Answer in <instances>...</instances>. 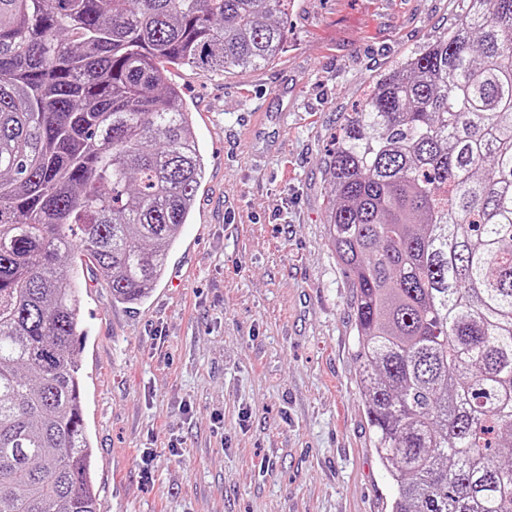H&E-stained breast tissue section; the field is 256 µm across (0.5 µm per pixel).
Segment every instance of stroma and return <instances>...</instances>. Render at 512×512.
I'll list each match as a JSON object with an SVG mask.
<instances>
[{
  "label": "stroma",
  "mask_w": 512,
  "mask_h": 512,
  "mask_svg": "<svg viewBox=\"0 0 512 512\" xmlns=\"http://www.w3.org/2000/svg\"><path fill=\"white\" fill-rule=\"evenodd\" d=\"M455 9L291 0L272 64L172 68L206 174L165 275L130 305L75 265L98 512H391L325 170L375 77Z\"/></svg>",
  "instance_id": "stroma-1"
}]
</instances>
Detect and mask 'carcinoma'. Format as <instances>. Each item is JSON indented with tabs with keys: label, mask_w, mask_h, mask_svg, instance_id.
Returning <instances> with one entry per match:
<instances>
[{
	"label": "carcinoma",
	"mask_w": 512,
	"mask_h": 512,
	"mask_svg": "<svg viewBox=\"0 0 512 512\" xmlns=\"http://www.w3.org/2000/svg\"><path fill=\"white\" fill-rule=\"evenodd\" d=\"M290 0H0V512H97L79 253L146 300L205 163L169 67L273 62ZM373 82L329 162L391 512H512V0Z\"/></svg>",
	"instance_id": "carcinoma-1"
}]
</instances>
